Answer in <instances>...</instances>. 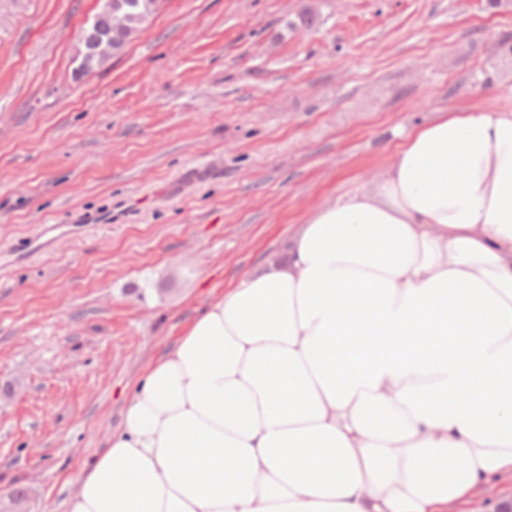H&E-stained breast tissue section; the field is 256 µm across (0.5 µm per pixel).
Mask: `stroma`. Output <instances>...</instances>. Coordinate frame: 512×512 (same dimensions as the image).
I'll return each mask as SVG.
<instances>
[{
    "label": "stroma",
    "mask_w": 512,
    "mask_h": 512,
    "mask_svg": "<svg viewBox=\"0 0 512 512\" xmlns=\"http://www.w3.org/2000/svg\"><path fill=\"white\" fill-rule=\"evenodd\" d=\"M100 7L0 0V488L32 512H66L145 369L316 207L437 113L512 110L487 0H162L83 74Z\"/></svg>",
    "instance_id": "1"
}]
</instances>
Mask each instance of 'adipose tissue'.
<instances>
[{
    "mask_svg": "<svg viewBox=\"0 0 512 512\" xmlns=\"http://www.w3.org/2000/svg\"><path fill=\"white\" fill-rule=\"evenodd\" d=\"M512 474V110L439 113L149 366L67 512H442Z\"/></svg>",
    "mask_w": 512,
    "mask_h": 512,
    "instance_id": "1",
    "label": "adipose tissue"
}]
</instances>
